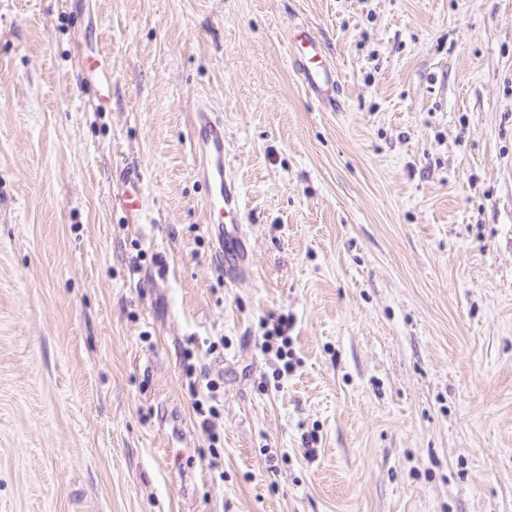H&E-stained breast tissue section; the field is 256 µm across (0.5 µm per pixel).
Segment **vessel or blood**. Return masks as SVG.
<instances>
[{"label":"vessel or blood","mask_w":512,"mask_h":512,"mask_svg":"<svg viewBox=\"0 0 512 512\" xmlns=\"http://www.w3.org/2000/svg\"><path fill=\"white\" fill-rule=\"evenodd\" d=\"M288 42L290 60L297 63L306 91L325 105L334 106L338 71L313 31L306 24H293ZM191 145L197 178L205 188L203 205L219 265L225 277H242L247 272L244 207L235 177L224 162L223 115L205 106L197 107ZM115 199L130 215L142 213L145 199L140 172L121 171Z\"/></svg>","instance_id":"vessel-or-blood-1"}]
</instances>
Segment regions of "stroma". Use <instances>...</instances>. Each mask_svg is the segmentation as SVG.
<instances>
[{"label": "stroma", "instance_id": "obj_1", "mask_svg": "<svg viewBox=\"0 0 512 512\" xmlns=\"http://www.w3.org/2000/svg\"><path fill=\"white\" fill-rule=\"evenodd\" d=\"M295 21L335 110L287 59ZM201 101L246 205L238 280ZM279 314L284 377L258 344ZM188 347L224 378L214 445ZM0 512H512V0H0ZM288 42L290 60L297 63L306 91L336 108V64L327 57L313 31L304 23H294L288 30ZM191 145L195 171L205 188L207 227L226 278L247 273L244 207L235 176L224 163V117L206 106L195 110ZM116 185L115 199L119 206L132 216H139L144 209L143 178L139 170H121Z\"/></svg>", "mask_w": 512, "mask_h": 512}]
</instances>
